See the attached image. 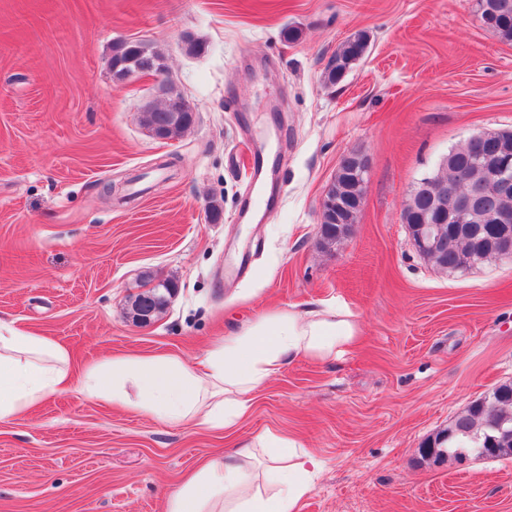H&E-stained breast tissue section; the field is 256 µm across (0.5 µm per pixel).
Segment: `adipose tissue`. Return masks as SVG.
I'll return each instance as SVG.
<instances>
[{
  "label": "adipose tissue",
  "instance_id": "obj_1",
  "mask_svg": "<svg viewBox=\"0 0 512 512\" xmlns=\"http://www.w3.org/2000/svg\"><path fill=\"white\" fill-rule=\"evenodd\" d=\"M360 326L335 305L304 313L275 309L216 343L198 366L168 355H125L89 366L85 393L174 425L232 426L256 390L297 356L331 361L356 343ZM65 346L0 321V423L20 418L71 382ZM319 462L272 431L214 457L167 498L165 512H299Z\"/></svg>",
  "mask_w": 512,
  "mask_h": 512
}]
</instances>
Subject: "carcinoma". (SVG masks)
I'll use <instances>...</instances> for the list:
<instances>
[{
  "mask_svg": "<svg viewBox=\"0 0 512 512\" xmlns=\"http://www.w3.org/2000/svg\"><path fill=\"white\" fill-rule=\"evenodd\" d=\"M482 11L478 16L481 24L496 33L502 40L512 42V0H480ZM368 48V38L359 33L341 42L325 69V79L330 84L341 81L350 66L360 60ZM112 72L123 79L133 72L149 70L138 56V43L120 41L112 51ZM166 105L148 104L142 109V123L149 127L166 122ZM356 153L349 152L340 159L336 176L329 192H339L343 197L362 195L365 180L354 173ZM480 152L471 142L453 149L432 175L435 185L444 191L443 204L448 210L458 208L462 199L473 193L479 194L478 208L470 212L469 223L489 224V218L501 210L512 209V195H504L489 177L487 169L478 159ZM432 197L410 195L403 217L408 224H416L428 213ZM496 258V254L477 248L471 240L460 234H452L448 252L440 259L442 269L449 272L465 270L476 264ZM439 449L436 458L458 461L469 455L480 457L479 449L493 448L494 457H512V383H503L491 394L472 403L457 415L448 429L427 441Z\"/></svg>",
  "mask_w": 512,
  "mask_h": 512,
  "instance_id": "cac0c4a2",
  "label": "carcinoma"
}]
</instances>
